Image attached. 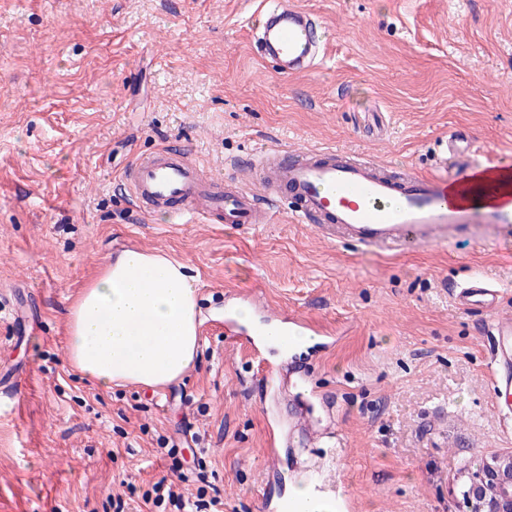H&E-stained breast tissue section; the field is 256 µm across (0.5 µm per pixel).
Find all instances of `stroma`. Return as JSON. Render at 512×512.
<instances>
[{
    "label": "stroma",
    "mask_w": 512,
    "mask_h": 512,
    "mask_svg": "<svg viewBox=\"0 0 512 512\" xmlns=\"http://www.w3.org/2000/svg\"><path fill=\"white\" fill-rule=\"evenodd\" d=\"M261 0H0V512H141L154 482L206 473L224 512H264L309 460L333 459L352 512H465L481 456L512 451L490 396L473 275L512 313V244L473 233L412 253L274 224L140 212L124 172L181 143L212 176L272 147H339L419 173L453 130L512 155V0H297L324 58L278 74L254 48ZM183 262L195 363L160 388L101 387L67 361V311L121 251ZM257 294L321 335L280 387L224 331Z\"/></svg>",
    "instance_id": "obj_1"
}]
</instances>
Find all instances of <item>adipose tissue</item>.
<instances>
[{
	"label": "adipose tissue",
	"mask_w": 512,
	"mask_h": 512,
	"mask_svg": "<svg viewBox=\"0 0 512 512\" xmlns=\"http://www.w3.org/2000/svg\"><path fill=\"white\" fill-rule=\"evenodd\" d=\"M196 288L182 262L123 250L81 290L68 311V360L108 387H162L195 360Z\"/></svg>",
	"instance_id": "ef3b65f1"
}]
</instances>
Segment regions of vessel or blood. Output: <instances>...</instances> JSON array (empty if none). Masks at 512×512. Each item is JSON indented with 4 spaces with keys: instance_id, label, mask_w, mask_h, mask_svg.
<instances>
[{
    "instance_id": "1",
    "label": "vessel or blood",
    "mask_w": 512,
    "mask_h": 512,
    "mask_svg": "<svg viewBox=\"0 0 512 512\" xmlns=\"http://www.w3.org/2000/svg\"><path fill=\"white\" fill-rule=\"evenodd\" d=\"M321 28L320 19L294 0H274L260 12L255 47L280 73L290 75L315 65L324 49ZM442 146L450 169L427 174L398 172L334 147L271 148L247 166L246 174L263 187L259 193L242 175H208L189 152L167 147L140 154L124 178L140 210L167 209L182 224L212 223L219 217L228 224H268L277 214L276 204L284 201L298 223L369 251L443 244L465 230H479L496 240L512 232V191L498 176L512 169V159L473 163L480 145L455 134ZM454 302L459 309L489 317L492 399L498 410L511 409L512 318L497 315L499 289L477 275L455 290ZM224 327L261 349L270 340L308 332L306 323L293 315L284 324L269 323L262 334L229 316ZM310 480L321 503L332 512H347L346 498L326 491L322 472H313Z\"/></svg>"
}]
</instances>
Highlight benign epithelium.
Wrapping results in <instances>:
<instances>
[{
	"mask_svg": "<svg viewBox=\"0 0 512 512\" xmlns=\"http://www.w3.org/2000/svg\"><path fill=\"white\" fill-rule=\"evenodd\" d=\"M468 512H512V452L482 461L463 491Z\"/></svg>",
	"mask_w": 512,
	"mask_h": 512,
	"instance_id": "7a95c632",
	"label": "benign epithelium"
}]
</instances>
